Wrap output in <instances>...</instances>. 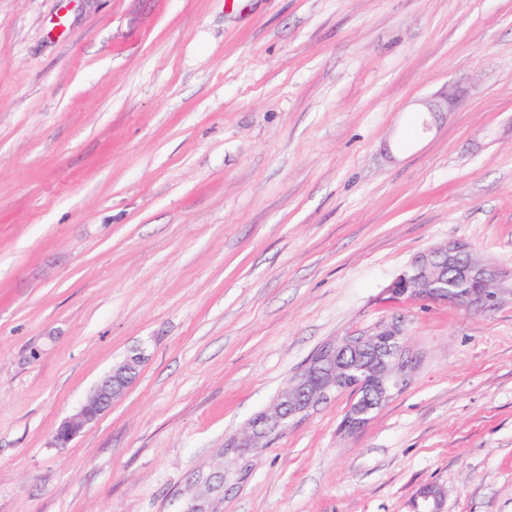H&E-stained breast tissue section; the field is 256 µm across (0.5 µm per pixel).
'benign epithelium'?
Masks as SVG:
<instances>
[{
    "mask_svg": "<svg viewBox=\"0 0 512 512\" xmlns=\"http://www.w3.org/2000/svg\"><path fill=\"white\" fill-rule=\"evenodd\" d=\"M456 104L453 96L443 101L426 100L422 102L429 117L422 121V129L433 126L432 118L439 112H450ZM469 283L472 288L457 295L448 291V275ZM404 286L413 295L433 302L451 303L470 307H487L499 304L506 291L512 288V270L507 271L495 264H476L468 256V248L460 243H448L429 249L415 257L408 270L400 274L389 286L393 290ZM384 336L393 339H406L398 322L383 323L365 334V337L380 340ZM146 360L141 349L126 356L114 364L95 384L79 409L66 418L54 431L53 442L59 447L67 446L86 427L102 416L112 404L121 398L139 373ZM391 365L388 375L381 379L370 377L356 384L355 393L360 402L352 405L345 418V427L352 431L362 427L369 416L384 403L388 402L412 377L414 358L407 354L400 360H388ZM310 371L288 383L278 393L272 404L256 414L252 427L233 437L228 448L222 450L224 458L231 457L242 465L251 460L254 454L253 433L270 435L286 421L297 420L322 403L327 402L336 393L345 391L348 386L340 378H329L322 382L308 381ZM195 493L188 498L185 512H222L224 502V464L215 470L203 474L192 481ZM442 493L435 487L421 489L415 501V512H441Z\"/></svg>",
    "mask_w": 512,
    "mask_h": 512,
    "instance_id": "1",
    "label": "benign epithelium"
}]
</instances>
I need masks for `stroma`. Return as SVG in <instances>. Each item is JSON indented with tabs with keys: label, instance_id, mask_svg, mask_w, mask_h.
Masks as SVG:
<instances>
[{
	"label": "stroma",
	"instance_id": "obj_1",
	"mask_svg": "<svg viewBox=\"0 0 512 512\" xmlns=\"http://www.w3.org/2000/svg\"><path fill=\"white\" fill-rule=\"evenodd\" d=\"M451 241L512 269V0H0V512H182L322 344L392 321L405 390L349 435L353 392L319 406L223 512H512V297L388 292ZM146 360L142 349L114 364L95 384L79 409L66 418L54 431L53 442L58 448L67 446L86 427L102 416L112 404L121 398L139 373ZM442 493L436 487L421 489L415 501V512H442Z\"/></svg>",
	"mask_w": 512,
	"mask_h": 512
}]
</instances>
